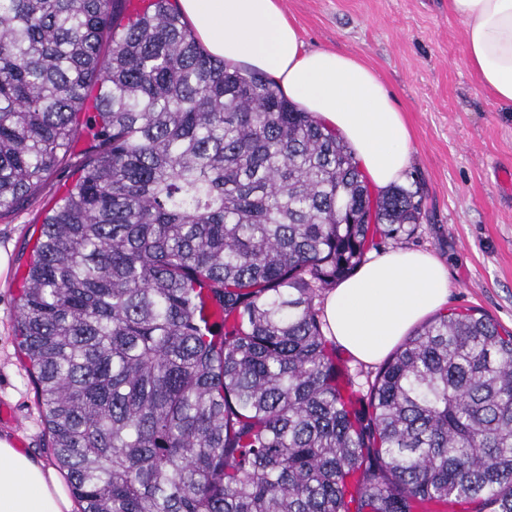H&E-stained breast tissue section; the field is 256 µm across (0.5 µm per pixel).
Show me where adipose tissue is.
<instances>
[{
  "label": "adipose tissue",
  "instance_id": "ef3b65f1",
  "mask_svg": "<svg viewBox=\"0 0 512 512\" xmlns=\"http://www.w3.org/2000/svg\"><path fill=\"white\" fill-rule=\"evenodd\" d=\"M466 24L469 63L499 103L512 105V0H450ZM215 56L270 76L304 110L347 139L376 189L401 180L410 132L376 73L355 57L306 51L277 0H179ZM448 269L433 253L373 256L331 289L329 334L358 361H383L448 301ZM0 512H75L63 478L39 456L0 438Z\"/></svg>",
  "mask_w": 512,
  "mask_h": 512
}]
</instances>
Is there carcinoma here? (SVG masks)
I'll return each mask as SVG.
<instances>
[{
  "label": "carcinoma",
  "mask_w": 512,
  "mask_h": 512,
  "mask_svg": "<svg viewBox=\"0 0 512 512\" xmlns=\"http://www.w3.org/2000/svg\"><path fill=\"white\" fill-rule=\"evenodd\" d=\"M123 2L0 0V209L90 140L15 316L81 512H512V336L440 313L361 397L323 330L420 192L372 198L266 75Z\"/></svg>",
  "instance_id": "cac0c4a2"
}]
</instances>
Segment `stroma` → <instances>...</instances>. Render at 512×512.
<instances>
[{"label": "stroma", "mask_w": 512, "mask_h": 512, "mask_svg": "<svg viewBox=\"0 0 512 512\" xmlns=\"http://www.w3.org/2000/svg\"><path fill=\"white\" fill-rule=\"evenodd\" d=\"M306 49L359 57L379 76L411 129L401 186L420 189L415 233L374 234L368 253L429 251L448 268L447 311L493 319L512 332V109L480 84L467 61L465 25L449 0H280ZM87 147L17 209L0 212V403L12 409L0 436L51 461L48 433L14 315L19 279L47 209L75 179Z\"/></svg>", "instance_id": "35a3bbf8"}]
</instances>
